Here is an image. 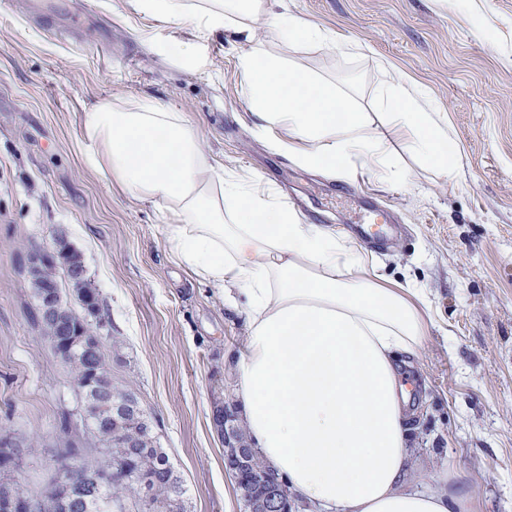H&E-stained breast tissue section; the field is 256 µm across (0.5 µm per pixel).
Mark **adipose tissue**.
<instances>
[{
    "label": "adipose tissue",
    "mask_w": 512,
    "mask_h": 512,
    "mask_svg": "<svg viewBox=\"0 0 512 512\" xmlns=\"http://www.w3.org/2000/svg\"><path fill=\"white\" fill-rule=\"evenodd\" d=\"M140 13L197 30L230 26L246 40L238 67L260 129H284L305 167L385 177L392 142L431 169L459 167L445 116L401 76L381 83L383 128L335 83L284 56L329 34L267 0H134ZM266 26L271 42L255 40ZM83 161L130 196L174 216L172 252L198 278L244 298L247 333L237 398L252 450L309 512H479L466 486L411 488L408 393L400 365L432 323L417 288L384 286L351 236L301 223L251 172H225L185 115L153 100H102L83 114Z\"/></svg>",
    "instance_id": "ef3b65f1"
}]
</instances>
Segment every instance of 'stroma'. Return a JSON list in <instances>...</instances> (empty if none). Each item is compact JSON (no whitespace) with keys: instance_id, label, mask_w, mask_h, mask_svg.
I'll list each match as a JSON object with an SVG mask.
<instances>
[{"instance_id":"stroma-1","label":"stroma","mask_w":512,"mask_h":512,"mask_svg":"<svg viewBox=\"0 0 512 512\" xmlns=\"http://www.w3.org/2000/svg\"><path fill=\"white\" fill-rule=\"evenodd\" d=\"M284 2L334 40L291 61L355 89L368 113L380 81L423 87L458 143V173H433L401 149L398 178L300 165L277 147L282 130L255 131L230 31L148 17L132 0H86L104 26L65 40L34 25L25 0H0V435L19 446L20 485L44 488L63 416L78 405L26 274L62 226L101 294L112 377L151 422L184 512H247L211 423L214 402L236 401L246 312L178 262L161 205L81 158L87 107L152 99L192 121L213 165L253 172L304 223L348 232L388 280L426 292L428 341L402 368L408 481L440 485L452 473L481 512H512V0Z\"/></svg>"}]
</instances>
